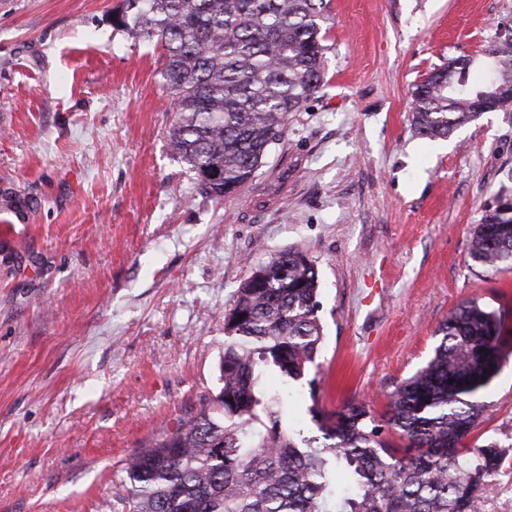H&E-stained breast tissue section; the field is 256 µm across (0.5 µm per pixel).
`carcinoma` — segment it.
Instances as JSON below:
<instances>
[{
  "mask_svg": "<svg viewBox=\"0 0 512 512\" xmlns=\"http://www.w3.org/2000/svg\"><path fill=\"white\" fill-rule=\"evenodd\" d=\"M324 0H122L112 25L162 50L176 108L169 146L193 187L221 200L263 166L289 115L324 83ZM479 77L433 69L412 95L415 130L446 137L476 118L493 81L512 82V44L487 51ZM472 260L512 269V211L476 226ZM250 275L224 316L214 402L126 460L128 512H481L479 489L509 448L468 446L503 361L504 318L472 300L439 328L427 364L376 418L365 403L310 408L321 436L283 421L281 389L317 366L323 340L314 264L288 251ZM407 440L403 447L383 427Z\"/></svg>",
  "mask_w": 512,
  "mask_h": 512,
  "instance_id": "cac0c4a2",
  "label": "carcinoma"
}]
</instances>
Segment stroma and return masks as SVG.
Returning a JSON list of instances; mask_svg holds the SVG:
<instances>
[{
	"label": "stroma",
	"instance_id": "1",
	"mask_svg": "<svg viewBox=\"0 0 512 512\" xmlns=\"http://www.w3.org/2000/svg\"><path fill=\"white\" fill-rule=\"evenodd\" d=\"M120 0H0V512H123L120 463L220 391L224 316L296 249L318 271L317 390L288 419L386 409L477 300L505 361L469 444H512V271L469 242L512 202V115L417 134L412 92L512 33V0H326L325 83L216 202L168 147L176 114Z\"/></svg>",
	"mask_w": 512,
	"mask_h": 512
}]
</instances>
